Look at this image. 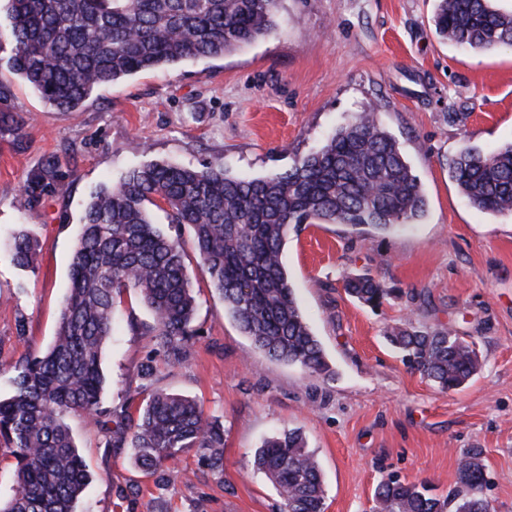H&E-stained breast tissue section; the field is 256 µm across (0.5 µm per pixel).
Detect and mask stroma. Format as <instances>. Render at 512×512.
Instances as JSON below:
<instances>
[{"mask_svg":"<svg viewBox=\"0 0 512 512\" xmlns=\"http://www.w3.org/2000/svg\"><path fill=\"white\" fill-rule=\"evenodd\" d=\"M435 0H283L279 29L219 58L186 59L95 90L75 111L58 112L6 62L0 42V110L25 121L20 137L0 136V238L21 226L40 247L28 270L0 248V394L16 364L45 352L60 306L89 194L134 167L168 162L223 166L234 177H263L319 149L361 112H374L423 185L422 223L380 231L343 224L291 229L283 260L300 310L332 373L306 376L256 350L224 312L197 263L188 228L179 238L197 302L199 330L180 364L155 357L136 290L117 304L102 406L161 387L195 399L224 424V467L183 454L164 486L135 469L128 448L78 414L67 422L90 482L77 512H279L280 499L253 468L257 448L297 428L322 472L325 512H370L389 477L459 490V460L481 449L490 512H512V214L475 208L448 172L464 147L488 153L512 142V50L446 43L435 31ZM452 112L464 113L460 122ZM67 177L35 209L23 205L28 173L48 156ZM368 275L394 294L373 310L348 296L346 277ZM409 322L453 328L473 342L478 374L442 391L404 365L387 327Z\"/></svg>","mask_w":512,"mask_h":512,"instance_id":"35a3bbf8","label":"stroma"}]
</instances>
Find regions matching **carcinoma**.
<instances>
[{"mask_svg": "<svg viewBox=\"0 0 512 512\" xmlns=\"http://www.w3.org/2000/svg\"><path fill=\"white\" fill-rule=\"evenodd\" d=\"M280 6L281 0H8L9 64L47 104L71 112L102 85L186 58L220 57L270 36ZM433 22L456 45L512 47V11L492 0H438ZM450 173L478 209L512 213V143L491 153L464 149ZM63 180L58 159L47 157L24 182L25 206L39 207ZM149 204L169 223L190 228L210 286L253 346L309 376H325L330 367L283 262L290 226L386 231L417 224L426 212L420 179L372 112L283 172L239 178L221 166L153 162L129 170L116 186L96 188L54 342L19 362L10 394L0 396V440L16 460L15 484L0 499V512H76L89 475L66 422L71 413L105 431L109 447L132 449L135 463L162 482L167 463L189 450L212 468L224 461V425L187 396L154 387L139 401L101 407L102 359L116 301L127 289L138 290L152 313L148 323L129 322V330L151 337L170 363L181 362L197 336L180 241L153 224ZM37 248L26 232L12 236L22 270ZM344 290L372 309L394 293L366 275L346 277ZM385 339L442 391L465 386L480 367L473 343L449 328L425 331L407 323L387 328ZM254 468L272 483L280 512H324L321 471L299 431L266 440ZM458 479L462 490L447 498L431 494L424 482L389 479L375 490L373 512H488L481 452L460 459Z\"/></svg>", "mask_w": 512, "mask_h": 512, "instance_id": "obj_1", "label": "carcinoma"}]
</instances>
